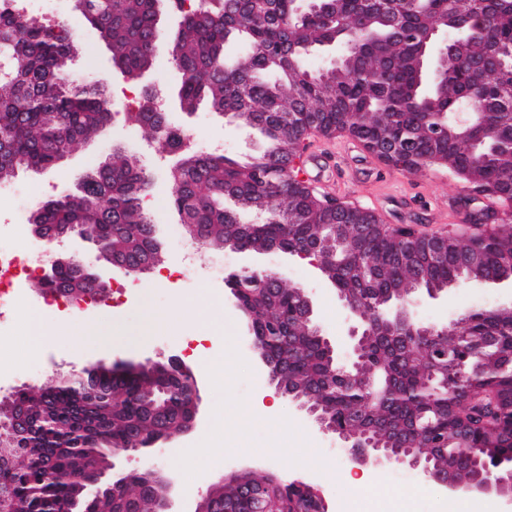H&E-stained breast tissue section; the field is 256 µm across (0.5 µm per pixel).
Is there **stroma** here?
<instances>
[{
	"label": "stroma",
	"mask_w": 512,
	"mask_h": 512,
	"mask_svg": "<svg viewBox=\"0 0 512 512\" xmlns=\"http://www.w3.org/2000/svg\"><path fill=\"white\" fill-rule=\"evenodd\" d=\"M31 12L48 23L66 21L79 47L72 80L95 81L106 87L114 99L115 112L100 136L75 144L51 170H22L11 182L0 185V242L12 245L19 254L36 255L42 266L48 264L50 254L74 250L82 251L87 261H95V250L74 236L59 239L51 253L40 252V242L29 230V217L37 202L74 189L84 174L95 170L113 147L119 146L154 174L149 211L159 227L164 265L183 270L184 275L163 288L139 287L122 292L118 286L125 277L117 274L113 287L102 299L73 305L56 304L37 279H29L0 313V362L27 361L33 363L34 369L16 376L1 374L0 397L40 386L49 378L81 370L101 358H149L164 363L169 356H180L200 389L196 429L146 451L115 457V470L129 471L152 463L175 482L172 512H194L197 501L215 478L244 467L255 469L260 475L306 478L324 493L332 512H338L341 500L350 495L343 476L349 471L358 472V465L288 397L280 394L273 400L260 399L259 392L267 382L261 375V363L245 345V321L223 278L211 276L182 249L181 241L187 233L172 210L167 161L144 130L125 118L126 113L138 108L130 99L131 93L149 87L160 92L162 98L176 99L179 75L171 62L169 40L177 29V14L169 9L162 13V41L156 60L144 78L134 83L125 81L113 69L107 47L97 41L82 17L70 12L68 0H34ZM169 117L171 123L186 130L198 148L241 162L263 145L257 131L245 130L203 107L193 113L176 108ZM306 155L309 181L318 196L372 209L392 226L408 225L421 232L442 234L467 223L469 211L482 206L481 201L472 199L467 184L446 168L432 166L411 175L381 163L349 137L311 138ZM263 263L280 272L289 284L310 294L323 335L337 337L346 333L347 316L334 288L309 260L278 252L264 256ZM202 288L223 302V337H210L206 323L200 320H185L175 329L168 325L174 297L191 296ZM499 302L496 285L475 288L460 282L438 299L423 300L417 315L425 322L443 325L465 312L495 308ZM33 316L47 330L65 319L73 320L74 326L59 345L37 352L25 332ZM107 322L112 325L108 332L103 329ZM215 361L224 362L231 377L221 392L213 389L210 379V367ZM219 411L224 414L220 425L215 422ZM204 438L209 440L211 449L201 466L187 451ZM366 469L381 486L409 498L410 512H452L454 508L441 487L425 482L417 471L373 463L367 464Z\"/></svg>",
	"instance_id": "35a3bbf8"
}]
</instances>
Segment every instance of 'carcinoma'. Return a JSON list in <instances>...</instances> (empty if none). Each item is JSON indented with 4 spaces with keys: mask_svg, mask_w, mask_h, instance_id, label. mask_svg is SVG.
<instances>
[{
    "mask_svg": "<svg viewBox=\"0 0 512 512\" xmlns=\"http://www.w3.org/2000/svg\"><path fill=\"white\" fill-rule=\"evenodd\" d=\"M71 2L124 78L149 70L161 37V0ZM166 2L180 16L171 55L181 108L193 112L204 102L266 139L241 164L188 148L180 128L167 125L163 151L182 161L170 174L180 222L195 225L199 242L217 249L235 243L297 256L329 243L323 276L373 322L360 368L345 372L305 316L301 288L273 272L258 279L230 272L226 286L251 318L274 386L354 441L414 449L432 472L457 460L461 481L477 470L507 476L512 309L464 313L461 326L421 343L410 334L408 300L419 290L512 277V224L497 218L512 206V68L498 57L512 43V0H319L315 8L303 0ZM435 26L448 38L440 75L429 72L434 45L424 41ZM230 39L242 48L233 62L224 55ZM325 46L342 49L339 62L307 69L306 56ZM77 54L65 23L48 24L0 0V183L20 170L53 168L110 121L114 102L106 90L70 80ZM465 104L479 112L468 127L439 119ZM128 118L149 136L157 133L160 115L146 104ZM317 133L348 135L409 174L436 163L474 190L494 187L491 204L471 215L491 228L481 237L448 236L435 259L370 213L342 204L328 209L299 177L305 140ZM391 142L405 152L383 154L380 147ZM149 186L138 159L116 146L75 191L38 204L42 235L50 242L86 230L107 252L154 269L163 257L144 205ZM338 213L372 229L358 238L348 224H336ZM80 280L75 269L61 268L53 292L75 302L95 298ZM448 349L463 367L431 372L430 355ZM190 385V376L166 363H93L35 395L23 388L0 400V512H158L165 475L149 465L113 474L116 495L89 492L87 480L98 462L181 433L191 407L161 389ZM22 406L27 427L12 433L8 412ZM243 479L253 495H240L234 478H220L202 496L203 512H320L310 485L275 474Z\"/></svg>",
    "mask_w": 512,
    "mask_h": 512,
    "instance_id": "1",
    "label": "carcinoma"
}]
</instances>
